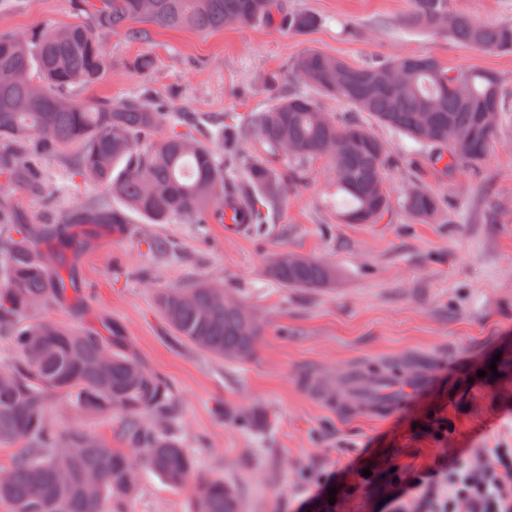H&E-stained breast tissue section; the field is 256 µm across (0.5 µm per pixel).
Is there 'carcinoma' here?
I'll list each match as a JSON object with an SVG mask.
<instances>
[{
	"label": "carcinoma",
	"instance_id": "cac0c4a2",
	"mask_svg": "<svg viewBox=\"0 0 512 512\" xmlns=\"http://www.w3.org/2000/svg\"><path fill=\"white\" fill-rule=\"evenodd\" d=\"M100 27L124 29L132 20L196 32L226 26L284 20L288 29L307 32L318 16L288 12L286 0H77ZM404 23L444 34L485 51L512 54V22L485 25L448 9V0H411ZM107 58L92 29L76 25L32 36L0 34V142L10 151L0 157L4 188L15 184L34 193L46 179L31 155L77 146L74 174L122 197L133 210L156 224L180 217L192 224L210 218L224 223V199L230 188L224 154L181 130L179 115L149 103L118 105L78 102L66 96L74 85L96 83ZM293 77L347 101L357 112L410 137L442 170L462 173L479 166L499 129L506 104L502 78L491 70L455 71L433 56L398 57L355 66L317 50L300 53ZM220 137L229 147L255 135L268 158L246 164L254 194L244 196L234 224H264L265 210L278 204L288 185L304 178V162L325 156L332 162L334 192L346 224H378L390 208L386 181L387 146L353 116L334 117L305 94L283 97L264 112L230 117ZM156 143L141 137L161 128ZM286 156L282 171L271 159ZM404 209L427 223L441 212L433 191L412 186ZM88 224H110L125 231L117 211H78L67 224L7 222L0 208V330L10 331L15 358L0 365V449L16 448L7 479L0 482V503L10 512H127L141 466L172 487L192 483L195 512H241L235 488L221 479L194 475V462L175 435L176 393L158 372L127 347L120 325L112 335L76 329L51 317L29 321L35 310L68 299L76 312L86 300L73 288L71 267L54 262L55 247L77 258L90 245ZM269 275L284 288L318 289L336 280V269L304 258L273 259ZM158 307L176 337L226 360L250 358L261 336L255 316L224 289L209 283L170 288ZM111 355L107 373L98 369ZM405 376L400 367L370 368L367 391ZM65 400L88 414L119 416L118 435L126 449L77 428H59L51 406Z\"/></svg>",
	"mask_w": 512,
	"mask_h": 512
}]
</instances>
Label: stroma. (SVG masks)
<instances>
[{
	"label": "stroma",
	"instance_id": "stroma-1",
	"mask_svg": "<svg viewBox=\"0 0 512 512\" xmlns=\"http://www.w3.org/2000/svg\"><path fill=\"white\" fill-rule=\"evenodd\" d=\"M287 5L320 16L321 25L305 34L267 24L198 33L136 20L137 40L96 30L110 66L98 82L72 87L69 95L115 104L144 98L186 113L187 131L205 141L225 116L307 92L290 68L301 52L316 49L353 65L432 55L457 71L493 70L504 78L512 109V54L405 25L410 0ZM90 22L74 0H0V33ZM145 54L155 66L142 73L134 62ZM270 73L278 83H267ZM315 99L331 114L357 115L386 142L393 207L383 223H340L332 166L315 158L261 230L155 224L131 211L126 233L100 230L75 271L88 302L82 324L123 326L130 347L179 393L178 434L197 475L233 485L243 512H296L302 504L307 512H382L391 469L425 470L465 448L480 465L488 449L512 448V378L486 373L495 354L512 350V118L480 167L451 175L369 114L321 93ZM77 158L74 148L40 157L45 194L11 188L0 191V205L23 224H60L75 209L123 208L101 185L74 176ZM414 183L443 199L436 221L418 223L400 207ZM153 238L169 242V252H152ZM285 251L329 263L335 282L314 290L280 287L268 267ZM200 281L223 286L262 324L251 358L220 360L175 337L156 298ZM393 365L430 367L439 376L412 405L383 415L326 406L304 380L313 373L334 381L356 368ZM436 417L448 422L440 440L430 430ZM366 468L375 470V480H366ZM322 475L339 476L357 491L337 493L331 502L316 498L312 480ZM193 505L190 487H171L143 468L128 512H193Z\"/></svg>",
	"mask_w": 512,
	"mask_h": 512
}]
</instances>
